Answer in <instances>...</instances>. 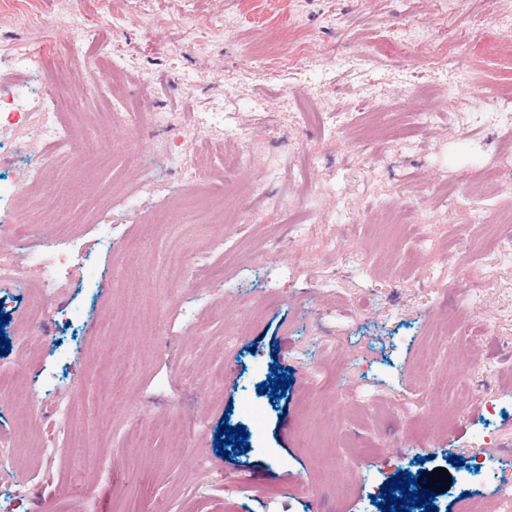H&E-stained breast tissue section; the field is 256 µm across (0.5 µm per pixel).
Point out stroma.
Listing matches in <instances>:
<instances>
[{"instance_id":"obj_1","label":"stroma","mask_w":512,"mask_h":512,"mask_svg":"<svg viewBox=\"0 0 512 512\" xmlns=\"http://www.w3.org/2000/svg\"><path fill=\"white\" fill-rule=\"evenodd\" d=\"M78 12L108 26L129 82L113 100L85 42L69 95L27 102L80 148L20 207L1 202L0 224L54 205L69 223L14 261L51 236L78 237L82 259L30 352L32 283L0 285V512H381L392 476L435 468L451 478L437 512L512 496V225L478 246L512 193H467L490 166L512 183V92L479 99L512 72V0H0L16 56L0 90L55 66ZM187 21L226 35L197 42ZM419 28L425 45L396 54ZM469 32L465 65L449 47ZM132 112L195 123L250 163L227 179L213 157L207 182L167 169L126 133ZM405 204L416 223H392ZM274 364L293 378L279 399L258 390ZM224 421L246 428L244 454L218 456Z\"/></svg>"}]
</instances>
